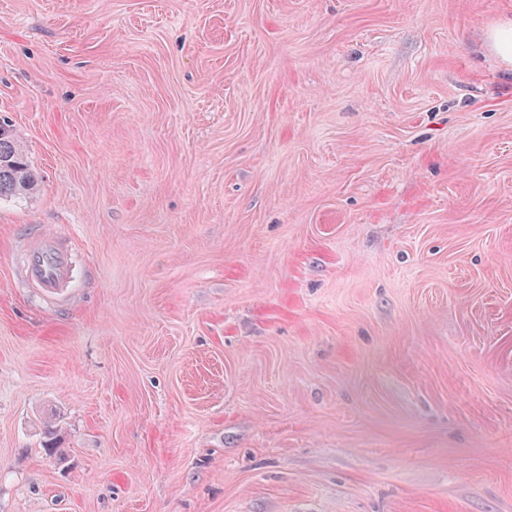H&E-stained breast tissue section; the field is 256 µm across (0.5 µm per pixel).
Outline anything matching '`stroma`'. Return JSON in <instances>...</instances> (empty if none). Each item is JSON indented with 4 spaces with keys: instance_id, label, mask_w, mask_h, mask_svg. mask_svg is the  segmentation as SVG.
Here are the masks:
<instances>
[{
    "instance_id": "35a3bbf8",
    "label": "stroma",
    "mask_w": 512,
    "mask_h": 512,
    "mask_svg": "<svg viewBox=\"0 0 512 512\" xmlns=\"http://www.w3.org/2000/svg\"><path fill=\"white\" fill-rule=\"evenodd\" d=\"M508 19L0 0V512H512ZM489 48L504 62L512 63V21L493 28L487 36ZM36 183L37 177L10 125L0 122V198L27 195ZM18 281L50 300H59L68 288H74L73 256L67 237L57 230H46L30 238L20 253Z\"/></svg>"
}]
</instances>
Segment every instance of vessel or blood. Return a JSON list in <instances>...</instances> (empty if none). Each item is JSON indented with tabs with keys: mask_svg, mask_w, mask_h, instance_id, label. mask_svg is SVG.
Listing matches in <instances>:
<instances>
[{
	"mask_svg": "<svg viewBox=\"0 0 512 512\" xmlns=\"http://www.w3.org/2000/svg\"><path fill=\"white\" fill-rule=\"evenodd\" d=\"M18 281L37 289L47 299H61L74 287L73 256L67 237L56 230H46L24 244L18 263Z\"/></svg>",
	"mask_w": 512,
	"mask_h": 512,
	"instance_id": "obj_1",
	"label": "vessel or blood"
}]
</instances>
